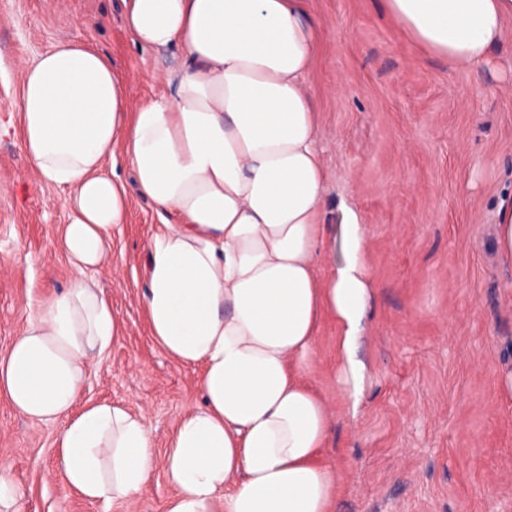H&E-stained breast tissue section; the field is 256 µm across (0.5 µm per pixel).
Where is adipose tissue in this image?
<instances>
[{"label": "adipose tissue", "instance_id": "ef3b65f1", "mask_svg": "<svg viewBox=\"0 0 512 512\" xmlns=\"http://www.w3.org/2000/svg\"><path fill=\"white\" fill-rule=\"evenodd\" d=\"M136 41L180 49L170 96L132 102L111 59L61 40L25 66L11 105L40 182L64 190L58 248L72 284L30 316L0 353V394L25 418L60 420L58 469L92 502L136 498L155 467L165 512H332L343 475L324 461L332 410L308 382L322 318L336 338L337 393L357 415L367 380L357 356L373 298L367 229L347 210L345 260L327 252L317 96L318 48L301 0H123ZM449 66L488 62L512 0H384ZM124 158L162 230L147 244L150 333L173 361L203 368L156 458L144 415L122 402L74 405L121 324L91 269L128 217Z\"/></svg>", "mask_w": 512, "mask_h": 512}]
</instances>
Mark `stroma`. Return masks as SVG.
Masks as SVG:
<instances>
[{
	"instance_id": "1",
	"label": "stroma",
	"mask_w": 512,
	"mask_h": 512,
	"mask_svg": "<svg viewBox=\"0 0 512 512\" xmlns=\"http://www.w3.org/2000/svg\"><path fill=\"white\" fill-rule=\"evenodd\" d=\"M319 49L308 82L319 98L329 256L342 259V206L368 227L375 299L358 355L369 369L357 421L339 417L325 459L344 476L335 512H512V400L495 376L512 368V264L494 249V215L512 201V20L485 67H450L417 45L383 0H303ZM122 0H0V119L23 68L57 41L93 46L123 74L133 101L171 94L160 73L178 50L135 42ZM129 203L109 262L92 275L123 334L94 361L81 403L125 402L164 453L182 414L201 401L200 367L153 341L141 299L146 246L161 221L117 163ZM62 189L38 182L21 141L0 135V349L72 273L55 246ZM336 326L324 321L310 381L339 407ZM63 422L35 423L0 397V473L18 512H164L155 469L142 493L105 505L54 477Z\"/></svg>"
}]
</instances>
